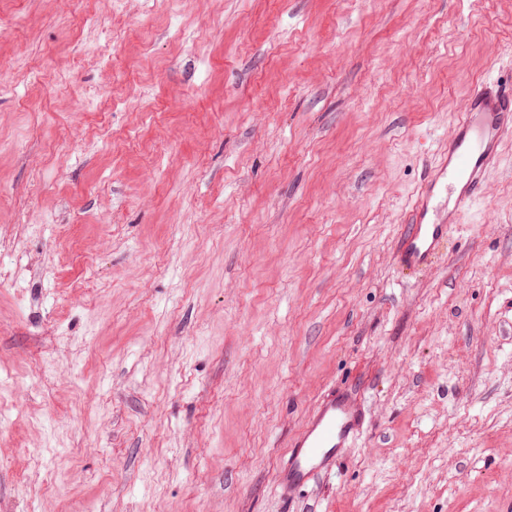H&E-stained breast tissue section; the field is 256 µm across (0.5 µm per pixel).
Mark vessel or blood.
<instances>
[{
	"label": "vessel or blood",
	"instance_id": "obj_1",
	"mask_svg": "<svg viewBox=\"0 0 512 512\" xmlns=\"http://www.w3.org/2000/svg\"><path fill=\"white\" fill-rule=\"evenodd\" d=\"M512 131V90L485 78L470 92L453 123L448 151L424 179L398 245L402 266L428 265L448 227L470 210L486 189V174L500 159L505 133ZM363 410L346 390L328 391L289 443L276 476L281 497L330 475L344 448L359 436Z\"/></svg>",
	"mask_w": 512,
	"mask_h": 512
}]
</instances>
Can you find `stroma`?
I'll return each instance as SVG.
<instances>
[{"instance_id":"1","label":"stroma","mask_w":512,"mask_h":512,"mask_svg":"<svg viewBox=\"0 0 512 512\" xmlns=\"http://www.w3.org/2000/svg\"><path fill=\"white\" fill-rule=\"evenodd\" d=\"M88 8L0 0V512H505L512 134L396 246L512 0ZM339 385L364 428L283 502Z\"/></svg>"}]
</instances>
